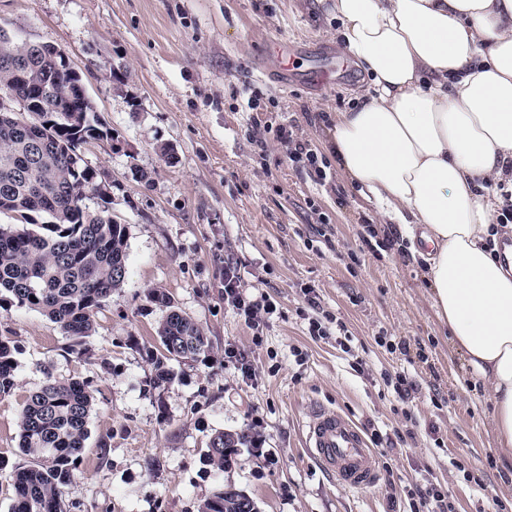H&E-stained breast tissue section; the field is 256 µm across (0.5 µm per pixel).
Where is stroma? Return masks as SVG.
<instances>
[{
    "instance_id": "1",
    "label": "stroma",
    "mask_w": 512,
    "mask_h": 512,
    "mask_svg": "<svg viewBox=\"0 0 512 512\" xmlns=\"http://www.w3.org/2000/svg\"><path fill=\"white\" fill-rule=\"evenodd\" d=\"M0 28L64 51L82 76L112 130L111 142L82 151L112 182L128 253L126 282L95 313L83 353L41 312L0 309L17 363L16 388L0 398V512L14 500L19 411L50 379L89 382L96 398L77 475L62 492L66 512H197L227 482L259 512H427L413 495L425 485L447 493L455 512H512V467L501 460L491 406L436 317L422 261L397 244L362 245L366 224L396 227L341 168L317 180L273 134L247 133L251 93L273 124L329 155L337 113L368 83L356 66L325 90L284 92L261 72L274 39L310 55L342 50L318 0H0ZM164 143L173 159L161 156ZM229 258L247 295L276 307L259 327L224 302ZM155 290L209 340L207 353L174 363L177 379L162 391L150 386L146 354L162 318L149 301ZM318 310L342 323L348 348L309 335ZM242 357L254 378H242ZM356 358L364 372L352 369ZM404 369L416 384L405 406L386 384ZM315 406L378 434L376 485L345 490L309 453ZM218 430L261 445L217 472L205 453Z\"/></svg>"
}]
</instances>
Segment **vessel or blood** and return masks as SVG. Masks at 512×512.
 <instances>
[{
    "label": "vessel or blood",
    "mask_w": 512,
    "mask_h": 512,
    "mask_svg": "<svg viewBox=\"0 0 512 512\" xmlns=\"http://www.w3.org/2000/svg\"><path fill=\"white\" fill-rule=\"evenodd\" d=\"M300 47L288 41L269 44L262 54L265 72L277 76L282 87L303 82L315 89L331 84L337 57L324 53L311 59L305 70L296 61ZM306 443L324 469L347 490L375 485L379 480L377 457L362 430L346 416L321 407L314 408L306 422Z\"/></svg>",
    "instance_id": "b4317fda"
}]
</instances>
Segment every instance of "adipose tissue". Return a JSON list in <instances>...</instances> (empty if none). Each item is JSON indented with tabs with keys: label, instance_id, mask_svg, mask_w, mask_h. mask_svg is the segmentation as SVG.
<instances>
[{
	"label": "adipose tissue",
	"instance_id": "adipose-tissue-1",
	"mask_svg": "<svg viewBox=\"0 0 512 512\" xmlns=\"http://www.w3.org/2000/svg\"><path fill=\"white\" fill-rule=\"evenodd\" d=\"M330 11L371 78L336 115V160L423 261L510 452L512 261L487 242L512 234L491 190L512 176V0H333Z\"/></svg>",
	"mask_w": 512,
	"mask_h": 512
}]
</instances>
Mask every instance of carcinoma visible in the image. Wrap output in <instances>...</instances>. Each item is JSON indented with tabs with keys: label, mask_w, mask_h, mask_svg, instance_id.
Returning a JSON list of instances; mask_svg holds the SVG:
<instances>
[{
	"label": "carcinoma",
	"mask_w": 512,
	"mask_h": 512,
	"mask_svg": "<svg viewBox=\"0 0 512 512\" xmlns=\"http://www.w3.org/2000/svg\"><path fill=\"white\" fill-rule=\"evenodd\" d=\"M56 47L28 49L26 42L0 38V87L19 99L30 90L14 77L12 66L25 64L53 76L46 105L24 122L0 118V213H11L22 227L0 224V306L37 310L78 341L91 334L96 310L123 288L127 275V232L112 220V201L101 195L89 208L87 190L94 171L80 157L89 139H112V132L84 112H59L79 79L55 68ZM48 221L37 224V217ZM150 302L165 312L158 323V347L147 350L154 375L150 385L174 383L170 363L194 359L209 348L203 330L175 307L164 292ZM14 347L0 336V398L15 388ZM94 391L85 382H48L31 393L17 418L19 453L24 463L11 473L15 501L11 512H64L62 490L78 471L89 438ZM243 432L218 431L205 456L219 472L235 464ZM226 485L206 497L198 512H242L241 498L224 495Z\"/></svg>",
	"instance_id": "obj_1"
}]
</instances>
